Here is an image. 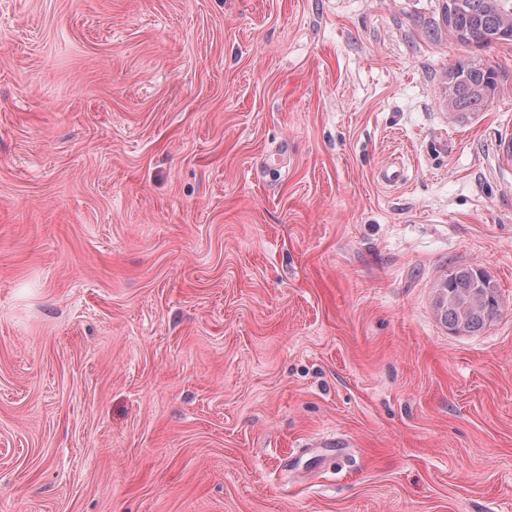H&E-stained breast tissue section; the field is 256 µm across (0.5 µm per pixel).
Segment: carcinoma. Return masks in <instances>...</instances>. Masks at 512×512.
Wrapping results in <instances>:
<instances>
[{"label":"carcinoma","mask_w":512,"mask_h":512,"mask_svg":"<svg viewBox=\"0 0 512 512\" xmlns=\"http://www.w3.org/2000/svg\"><path fill=\"white\" fill-rule=\"evenodd\" d=\"M435 39L491 47L512 41V0H436ZM498 72L480 58L460 60L443 73L440 94L450 112H478L494 98ZM500 285L477 266H450L435 284L434 307L444 325L467 336L500 315Z\"/></svg>","instance_id":"cac0c4a2"}]
</instances>
